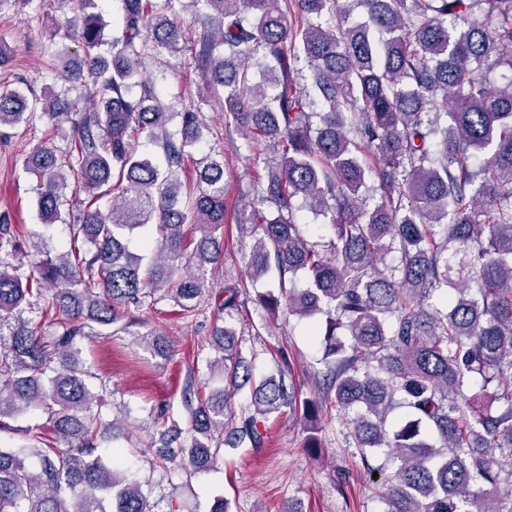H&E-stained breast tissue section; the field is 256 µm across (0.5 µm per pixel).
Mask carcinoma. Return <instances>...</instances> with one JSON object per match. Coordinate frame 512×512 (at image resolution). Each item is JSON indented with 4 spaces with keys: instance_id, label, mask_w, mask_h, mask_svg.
I'll list each match as a JSON object with an SVG mask.
<instances>
[{
    "instance_id": "1",
    "label": "carcinoma",
    "mask_w": 512,
    "mask_h": 512,
    "mask_svg": "<svg viewBox=\"0 0 512 512\" xmlns=\"http://www.w3.org/2000/svg\"><path fill=\"white\" fill-rule=\"evenodd\" d=\"M50 2L83 56L52 52L56 85L39 96L1 93L0 129L70 117L62 153L45 142L23 160L41 223L68 224L70 250L52 256L34 235L42 258L28 267L0 227V432L42 411L52 435L27 428L26 444L0 446V512H166L128 479L120 450L97 452L113 423L78 343L112 335L133 309L169 298L190 311L212 292L224 153L203 155L183 191L203 122L172 112L143 76L149 50L189 39L183 0H121L114 39L95 0ZM191 2L211 21L195 45L205 86L224 92L225 126L278 153L250 184L277 212L241 210L245 277L214 294L224 324L207 369L222 384L189 374L184 430L156 411L155 466L176 462L189 480L226 444L261 446L284 409L315 451L327 403L363 459L383 458L387 512H512V78H489L512 71V0ZM259 53L274 65L257 81ZM143 137L158 153L139 150ZM296 198L327 232L306 234ZM245 288L272 318L310 324L319 399L282 373L256 379L234 325ZM246 389L248 408L233 411Z\"/></svg>"
}]
</instances>
